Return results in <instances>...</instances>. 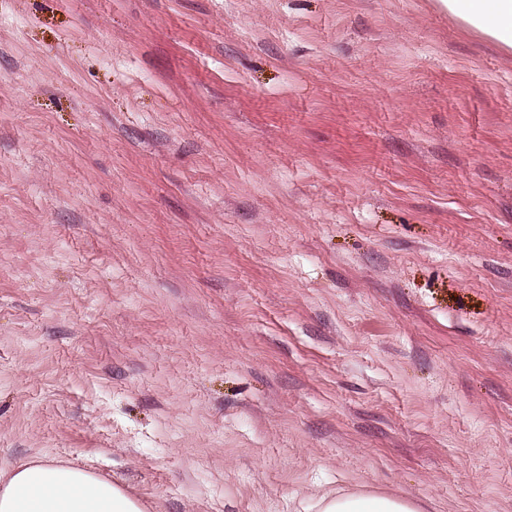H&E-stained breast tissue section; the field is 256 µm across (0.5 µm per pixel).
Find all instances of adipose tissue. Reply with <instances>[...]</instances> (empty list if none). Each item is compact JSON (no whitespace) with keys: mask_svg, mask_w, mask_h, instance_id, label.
<instances>
[{"mask_svg":"<svg viewBox=\"0 0 512 512\" xmlns=\"http://www.w3.org/2000/svg\"><path fill=\"white\" fill-rule=\"evenodd\" d=\"M449 16L512 49V0H439ZM320 512H419L403 497L337 491L324 495ZM0 512H146L120 484L84 469L32 459L0 472Z\"/></svg>","mask_w":512,"mask_h":512,"instance_id":"adipose-tissue-1","label":"adipose tissue"}]
</instances>
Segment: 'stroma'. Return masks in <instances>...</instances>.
<instances>
[{
    "label": "stroma",
    "mask_w": 512,
    "mask_h": 512,
    "mask_svg": "<svg viewBox=\"0 0 512 512\" xmlns=\"http://www.w3.org/2000/svg\"><path fill=\"white\" fill-rule=\"evenodd\" d=\"M148 512H512V52L438 0H0V470ZM321 512H419V506L404 497H385L367 492H345L324 495Z\"/></svg>",
    "instance_id": "1"
}]
</instances>
